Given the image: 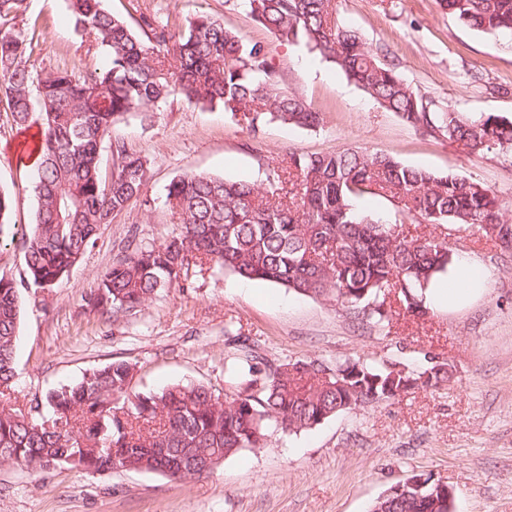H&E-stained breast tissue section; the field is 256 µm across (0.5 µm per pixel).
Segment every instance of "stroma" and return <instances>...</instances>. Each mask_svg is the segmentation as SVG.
Returning <instances> with one entry per match:
<instances>
[{
  "mask_svg": "<svg viewBox=\"0 0 512 512\" xmlns=\"http://www.w3.org/2000/svg\"><path fill=\"white\" fill-rule=\"evenodd\" d=\"M130 25L151 16L178 28L208 14L245 41L266 46L282 90L320 112L319 127L277 123L251 133L220 108L182 98L151 117L133 112L113 138L147 161L142 194L101 225L82 261L53 287L22 289L14 407L78 381L89 369L124 360L131 386L159 390L176 383L224 387V359L235 336L258 342L270 363L287 358H361L422 368L449 364L453 377L436 389L345 412L295 435L270 429L267 447L243 450L209 474L182 482L154 472H88L57 465L28 472L0 464V512H369L371 504L414 474L448 484L456 512H512V253L474 230L434 227L453 252L456 272L486 275L467 303L431 310L421 321L381 329L324 298L205 270L129 312L94 313L86 297L122 242L136 234L159 243L178 233L166 204L173 178L204 173L265 183L288 151L325 154L352 148L401 163L479 181L512 205V157L468 154L423 135L381 108L331 63L303 45L280 42L256 23L244 0H104ZM344 22L382 51L400 76L439 106L468 115L512 116V36L460 25L439 0H339ZM32 40L28 65L75 74L103 66V52L77 35L67 0H24L0 31ZM26 134L0 101V191L13 199L10 221L27 228L36 200L30 166L19 160Z\"/></svg>",
  "mask_w": 512,
  "mask_h": 512,
  "instance_id": "1",
  "label": "stroma"
}]
</instances>
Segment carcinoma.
<instances>
[{
    "instance_id": "1",
    "label": "carcinoma",
    "mask_w": 512,
    "mask_h": 512,
    "mask_svg": "<svg viewBox=\"0 0 512 512\" xmlns=\"http://www.w3.org/2000/svg\"><path fill=\"white\" fill-rule=\"evenodd\" d=\"M253 20L288 44H304L353 81L383 109L422 133L471 153L512 151V118L468 117L447 111L406 83L362 34L340 17L338 0H246ZM459 24L512 34V0H440ZM74 30L105 53L101 68L66 69L35 78L27 65V33L0 34V98L13 122L41 120L34 151L35 222L22 234L25 277L0 276V462L27 459L38 468L70 465L90 471L130 466L190 479L207 459L224 460L263 448L270 423L297 434L344 412L450 381L446 362L424 370L361 359H288L270 365L251 344L224 361V394L203 383L160 391H129L133 366L113 361L73 385L35 399L36 415L14 408L11 389L20 322L19 287L50 288L77 265L102 224L139 197L146 160L125 143H111V178L99 152L112 126L130 112H152L169 98L219 107L249 130L266 125L311 128L320 113L279 86L265 46L246 43L219 20L198 15L180 30L143 17L137 36L103 0H68ZM266 190L207 174L173 179L166 203L180 230L159 244L132 237L87 297L102 315L133 310L158 293L182 288L207 265L284 287L330 297L377 324L390 322L386 296L400 312L426 315L428 284L453 264L448 241L381 224L353 207L379 196L417 224L475 228L512 251V218L494 192L459 175L405 165L386 154L342 149L324 155L288 152ZM11 198L0 192V239L16 235ZM410 476L403 492L375 501L370 512H454V495L436 483L419 490Z\"/></svg>"
}]
</instances>
